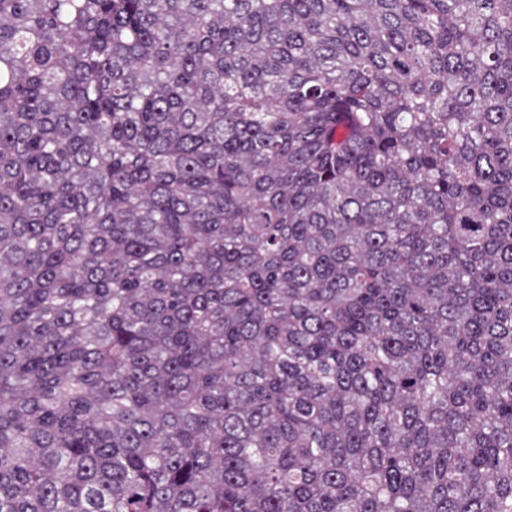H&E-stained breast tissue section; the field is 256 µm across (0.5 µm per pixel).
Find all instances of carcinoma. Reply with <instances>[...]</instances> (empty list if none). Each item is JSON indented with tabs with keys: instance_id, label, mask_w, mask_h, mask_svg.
Segmentation results:
<instances>
[{
	"instance_id": "obj_1",
	"label": "carcinoma",
	"mask_w": 512,
	"mask_h": 512,
	"mask_svg": "<svg viewBox=\"0 0 512 512\" xmlns=\"http://www.w3.org/2000/svg\"><path fill=\"white\" fill-rule=\"evenodd\" d=\"M0 512H512V0H0Z\"/></svg>"
}]
</instances>
